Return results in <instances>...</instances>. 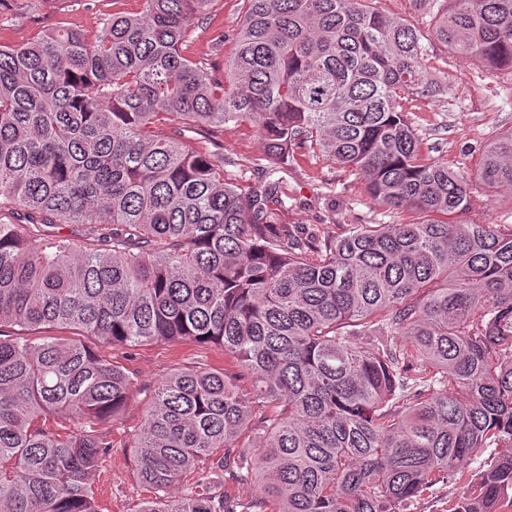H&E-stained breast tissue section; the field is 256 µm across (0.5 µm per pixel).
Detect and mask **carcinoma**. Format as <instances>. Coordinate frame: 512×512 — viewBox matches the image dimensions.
<instances>
[{"label": "carcinoma", "mask_w": 512, "mask_h": 512, "mask_svg": "<svg viewBox=\"0 0 512 512\" xmlns=\"http://www.w3.org/2000/svg\"><path fill=\"white\" fill-rule=\"evenodd\" d=\"M142 2L91 36L0 45V512H99L93 478L135 392L100 348L185 341L232 368L155 389L138 512H245L230 493L244 483L260 512H405L445 482L461 485L448 512H498L512 229L450 216L474 178L512 187V131L474 178L423 158L405 104L439 90L428 46L369 0H241L222 71L182 54L213 0ZM414 2L448 51L512 71V0ZM231 123L271 162L318 150L424 219L302 239L270 221L276 185L227 182L224 152L185 136Z\"/></svg>", "instance_id": "cac0c4a2"}]
</instances>
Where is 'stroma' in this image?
<instances>
[{"label": "stroma", "mask_w": 512, "mask_h": 512, "mask_svg": "<svg viewBox=\"0 0 512 512\" xmlns=\"http://www.w3.org/2000/svg\"><path fill=\"white\" fill-rule=\"evenodd\" d=\"M373 5L429 37L427 65L443 91L413 98L408 105V118L421 139L424 158L447 162L456 170L476 171L488 145L512 130V73L491 72L474 59L450 53L432 37L428 16L413 0H373ZM142 7L141 0H0V45H20L60 28L91 35L112 13H138ZM240 7V0H214L210 16L194 24L185 55L223 67ZM219 29L226 40L218 50L212 38ZM190 137L223 147L224 176L229 181L244 187L279 181L284 205L274 221L293 225L300 232L321 231L339 238L354 224H406L419 219L416 212L380 206L368 193L363 176L323 154L298 152L280 163H269L260 136L249 126L229 124L216 133L196 130ZM460 220L511 228L512 190L491 191L474 184L471 206ZM110 355L132 374L136 394L112 428V453L96 473L94 486L101 512H137L145 492L137 480L132 449L155 388L174 371L201 364L221 370L229 361L223 351L189 342L117 348Z\"/></svg>", "instance_id": "obj_1"}]
</instances>
